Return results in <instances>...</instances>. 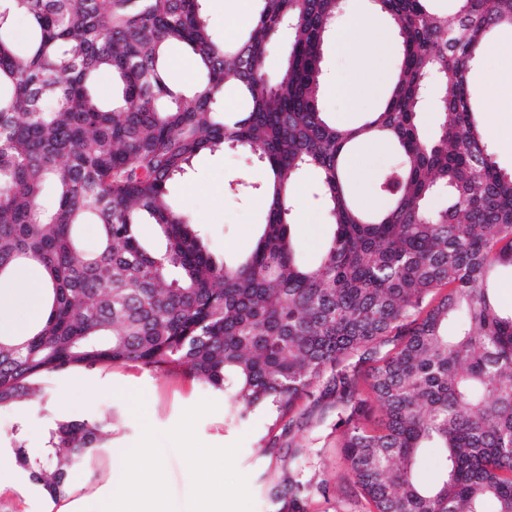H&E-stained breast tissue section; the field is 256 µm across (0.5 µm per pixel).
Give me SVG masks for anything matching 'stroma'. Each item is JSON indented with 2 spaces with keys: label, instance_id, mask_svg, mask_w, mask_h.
<instances>
[{
  "label": "stroma",
  "instance_id": "obj_1",
  "mask_svg": "<svg viewBox=\"0 0 512 512\" xmlns=\"http://www.w3.org/2000/svg\"><path fill=\"white\" fill-rule=\"evenodd\" d=\"M203 11L216 35L248 31L259 9L258 0H203ZM374 18L365 40L377 45V54L358 63L348 53L334 48L325 51L328 74L360 77L368 73L369 80L355 96H339L324 92L322 106L332 122L347 120L348 124L363 123L371 112L380 109L389 92L398 58L397 32L373 0H346L343 20L355 14ZM354 155L360 156V169L349 170L348 185L358 204L375 199L378 175L396 161L395 151L385 143L365 141L355 145ZM265 175L262 164L247 154L214 151L202 154L189 173L170 186L173 204L192 210L209 251L220 261L229 263L243 259L252 249L262 231L263 207L259 199L231 196L225 184L235 177L258 182ZM310 224L295 223L291 233L295 251L308 264L318 261L332 232L325 209L310 213ZM45 395L37 404L19 403L0 409V452L11 453L16 442H23L30 453L37 454L46 445L49 432L61 421L94 419L109 412L114 416L112 437L107 444L95 448L75 466L66 500L82 499L86 512H97L101 499L110 489L113 473L111 451L132 447L139 439L142 423L157 430L172 428L184 409L202 399L217 403L215 412L204 416L197 425L200 440L212 446H227L240 442L236 467L248 478L254 512H290L287 498H275L270 489L286 484L289 477L303 478L320 474L335 478L338 469L336 454V410L330 401H322L307 411L305 435L312 445L301 471L288 463V441L280 439L273 450H266L265 436L270 424L266 412L258 411L241 423L226 418L227 401L198 381L180 374L156 373L136 363L75 369L48 376L43 381ZM142 393L145 417L137 419L132 411L131 396ZM59 504L42 485L26 481L22 489L0 493V512H57Z\"/></svg>",
  "mask_w": 512,
  "mask_h": 512
}]
</instances>
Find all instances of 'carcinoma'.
<instances>
[{"mask_svg":"<svg viewBox=\"0 0 512 512\" xmlns=\"http://www.w3.org/2000/svg\"><path fill=\"white\" fill-rule=\"evenodd\" d=\"M0 11V283L28 266L47 284V320L0 335V408L43 398L42 379L136 362L224 393L230 419L274 414L267 437L293 443L299 404L332 397L343 476L366 512H512V310L495 272L512 268V172L485 142L468 83L492 35L512 29V0H379L397 29L388 99L340 129L321 105L324 50L345 0H259L254 25L219 39L201 0H9ZM29 21L19 41L13 19ZM290 39L275 77L269 58ZM203 79L187 93L168 51ZM101 73L118 92L104 102ZM444 88L433 137L418 126L428 84ZM238 109L222 112L226 87ZM373 138L399 160L378 179L383 204L352 199L344 164ZM240 150L263 183L252 252L229 264L205 249L170 184L203 153ZM313 168L333 226L317 263L299 261L291 179ZM448 196L442 209L430 200ZM158 226L163 246L142 244ZM96 226L95 246L77 234ZM445 294H440V291ZM105 419L61 422L40 456L14 448L48 494L109 436ZM440 476L419 479L425 450ZM327 478L288 481L292 512Z\"/></svg>","mask_w":512,"mask_h":512,"instance_id":"cac0c4a2","label":"carcinoma"}]
</instances>
